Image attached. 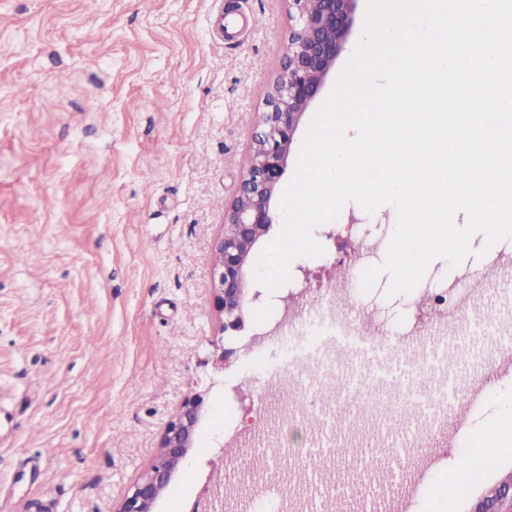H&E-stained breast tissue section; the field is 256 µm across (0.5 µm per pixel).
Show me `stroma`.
<instances>
[{
	"instance_id": "obj_1",
	"label": "stroma",
	"mask_w": 512,
	"mask_h": 512,
	"mask_svg": "<svg viewBox=\"0 0 512 512\" xmlns=\"http://www.w3.org/2000/svg\"><path fill=\"white\" fill-rule=\"evenodd\" d=\"M286 0H0V512H116L159 451L184 398L205 396L199 441L155 505L187 512L210 478L222 439L255 417L265 369L305 361L336 325L368 302L374 323L426 324L428 296L446 279L488 275L470 239L459 264L437 258L406 295L388 296L389 273L369 292L303 312L275 345L254 333L274 318L285 287L249 279L244 327L220 335L214 304L216 239L266 110L288 45ZM29 89L18 97L17 86ZM359 219V230L348 225ZM396 210L347 202L313 236L324 252L299 257L312 293L329 288L359 233L391 239ZM39 238V249L30 241ZM499 323L458 312V334L422 350L433 371L454 357L464 411L448 447L408 456L401 448L312 454L299 427L284 437L288 500L257 495L258 512H306L330 502L355 512L368 478L390 473L402 496L390 512H473L512 473V372L474 405V379L512 344V287L492 297ZM223 339L231 355L218 362ZM400 345L377 362L340 372L336 430L349 383L367 403L428 408L432 391L410 375L381 381Z\"/></svg>"
}]
</instances>
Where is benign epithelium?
Here are the masks:
<instances>
[{
  "instance_id": "7a95c632",
  "label": "benign epithelium",
  "mask_w": 512,
  "mask_h": 512,
  "mask_svg": "<svg viewBox=\"0 0 512 512\" xmlns=\"http://www.w3.org/2000/svg\"><path fill=\"white\" fill-rule=\"evenodd\" d=\"M291 26L280 74L265 97L267 111L253 137L249 168L242 177L215 242L214 302L224 315L222 334L244 326L248 271L261 240L276 223L275 200L288 167L294 137L324 85L350 30L357 0H286ZM202 395L187 397L168 422L160 452L133 485L118 512H154V505L200 437ZM192 512H224V484L211 482L193 502ZM473 512H512V474Z\"/></svg>"
}]
</instances>
